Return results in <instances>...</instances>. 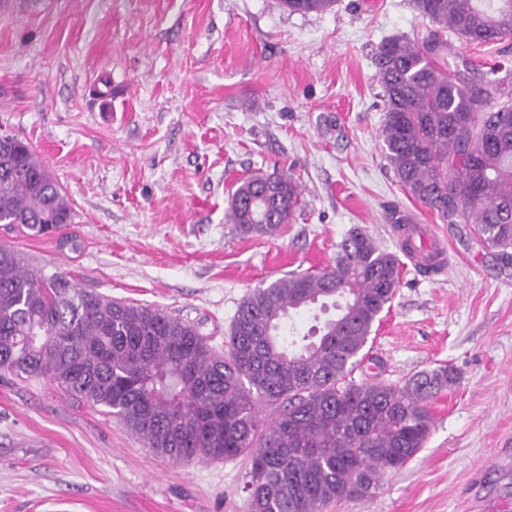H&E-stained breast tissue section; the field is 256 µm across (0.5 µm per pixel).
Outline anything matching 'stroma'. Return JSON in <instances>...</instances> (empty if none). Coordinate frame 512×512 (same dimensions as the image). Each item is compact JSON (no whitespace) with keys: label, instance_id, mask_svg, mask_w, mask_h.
<instances>
[{"label":"stroma","instance_id":"obj_1","mask_svg":"<svg viewBox=\"0 0 512 512\" xmlns=\"http://www.w3.org/2000/svg\"><path fill=\"white\" fill-rule=\"evenodd\" d=\"M435 29L414 0L308 14L281 0H0V129L65 189L64 232L80 242L0 225L30 266L163 309L220 347L250 290L329 264L353 227L393 253L399 216L445 242L439 273L403 262L369 357L394 383L441 364L458 380L414 458L324 512H512V267L411 198L383 150L374 56ZM447 40L436 62L458 82L496 63L512 74V37ZM276 170L300 183L302 208L277 236L240 233L234 185ZM250 470L244 456L169 461L49 381L0 377V512H249Z\"/></svg>","mask_w":512,"mask_h":512}]
</instances>
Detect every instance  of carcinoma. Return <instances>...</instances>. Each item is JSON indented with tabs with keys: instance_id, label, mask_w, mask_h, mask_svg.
Masks as SVG:
<instances>
[{
	"instance_id": "obj_1",
	"label": "carcinoma",
	"mask_w": 512,
	"mask_h": 512,
	"mask_svg": "<svg viewBox=\"0 0 512 512\" xmlns=\"http://www.w3.org/2000/svg\"><path fill=\"white\" fill-rule=\"evenodd\" d=\"M291 12L335 0H282ZM467 42L512 35V0H414ZM448 42L395 36L375 65L384 91L385 156L409 195L450 224H471L512 263V89L483 78L462 86L433 61ZM303 206L284 171L242 180L227 218L249 236H274ZM72 223L70 201L30 146L0 147V224L51 236ZM400 262L359 227L332 263L292 271L248 292L224 348L152 306L112 300L61 272L28 267L0 245V377L48 379L120 420L175 462L251 461L250 512H323L370 498L384 474L423 448L431 400L455 383L441 365L402 384L366 373L364 349L400 282ZM329 305L336 317L297 340L291 315Z\"/></svg>"
}]
</instances>
